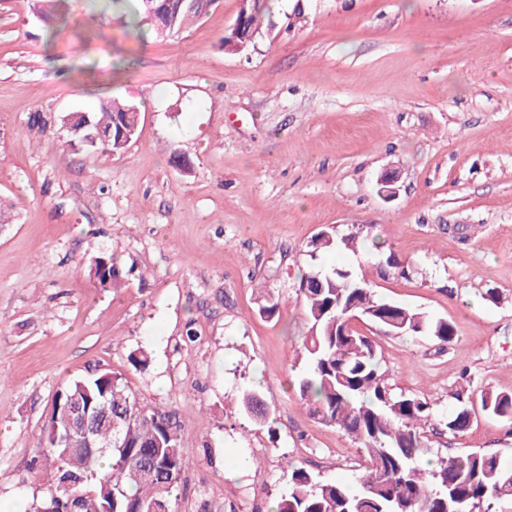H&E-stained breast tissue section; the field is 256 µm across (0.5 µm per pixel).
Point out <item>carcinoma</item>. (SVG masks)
<instances>
[{"label": "carcinoma", "instance_id": "carcinoma-1", "mask_svg": "<svg viewBox=\"0 0 512 512\" xmlns=\"http://www.w3.org/2000/svg\"><path fill=\"white\" fill-rule=\"evenodd\" d=\"M136 2L158 38L180 34L212 6V0ZM237 19L242 27L239 52L246 53L272 27L271 0H246ZM59 121L78 130L70 139L82 146L121 154L138 133L140 110L133 102L107 98L93 112L67 113ZM356 241L355 235L339 238L323 231L310 242L311 258L352 250ZM90 273L101 288H115L122 281L118 259L111 255L97 258ZM299 292L310 324L295 379L300 400L315 406L319 420L351 436L368 466L353 492L290 464L288 493L276 512H416L421 504L426 512H512V465L498 455L473 452L422 463L432 408L416 396L394 395L385 382L377 344L350 325L349 317L356 313L389 333L432 336L444 343L453 339V326L378 298L370 281L347 268L313 264L302 274ZM74 395L94 407L112 406L122 428L121 447H106L114 439L107 427L98 431L93 448L68 450L55 443L53 425ZM456 400L443 420L453 435L472 421L470 393L463 390ZM480 402L488 414L512 421V395L483 391ZM53 406L44 450L51 483L33 512H62L68 499L62 481L68 474L84 479L76 512H173L184 460L169 412L142 404L123 374L109 368L70 381ZM242 410L262 420L268 416L260 395L251 390L243 394Z\"/></svg>", "mask_w": 512, "mask_h": 512}]
</instances>
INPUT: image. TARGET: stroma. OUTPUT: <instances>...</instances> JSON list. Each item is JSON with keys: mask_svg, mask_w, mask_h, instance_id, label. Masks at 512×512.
Returning <instances> with one entry per match:
<instances>
[{"mask_svg": "<svg viewBox=\"0 0 512 512\" xmlns=\"http://www.w3.org/2000/svg\"><path fill=\"white\" fill-rule=\"evenodd\" d=\"M30 4L0 0V198L12 206L0 224V512L44 497L52 402L97 368L172 414L185 463L174 512H269L289 463L355 487L357 443L292 385L314 261L453 325L443 343L358 323L393 393L428 401L437 420L463 387L512 393V0H273L272 27L244 54L223 44L240 0L164 41L131 0H67L51 30ZM104 97L141 110L123 154L26 130L33 113ZM327 228L359 234L358 251L310 258ZM103 253L123 288L91 278ZM267 301L274 316L259 311ZM248 387L269 422L240 411ZM427 437L434 457L512 462V423L481 411L464 433Z\"/></svg>", "mask_w": 512, "mask_h": 512, "instance_id": "obj_1", "label": "stroma"}]
</instances>
